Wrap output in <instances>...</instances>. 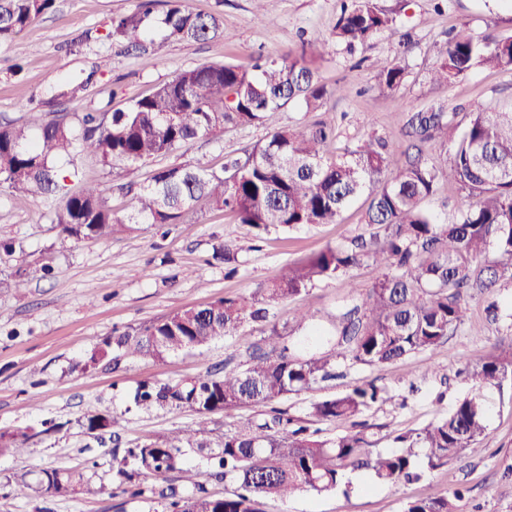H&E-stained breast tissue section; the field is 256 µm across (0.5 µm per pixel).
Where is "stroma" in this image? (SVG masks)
I'll use <instances>...</instances> for the list:
<instances>
[{
  "mask_svg": "<svg viewBox=\"0 0 512 512\" xmlns=\"http://www.w3.org/2000/svg\"><path fill=\"white\" fill-rule=\"evenodd\" d=\"M376 3L393 17L391 30L349 47L333 36L342 0H264L268 21L263 25L254 19L252 0H185L192 11L220 12L226 39L176 42L157 31L152 35L154 52L144 58L104 38L112 17L133 11L136 0H55L52 11L12 45L0 47V122L21 121L36 106L66 113L76 127L83 113L125 107L180 70L244 62L258 52L279 58L302 48L313 57L316 75L329 92L324 109L336 126V139L327 147L331 156L344 154L368 133L385 137L391 150L403 153L407 113L432 102L460 113L489 99L512 104V70L480 68L450 84L431 80L436 47L455 34L512 35V0ZM393 59L404 67L405 77L389 92L378 86L375 74ZM18 62L23 69L17 73L13 66ZM99 64L104 70L86 91L53 100L52 81L80 83ZM339 84L345 88L341 96L334 92ZM266 136L263 126L242 125L190 141L150 166L111 169L86 156L75 162L82 180L100 185L107 205L121 213L130 200L116 192V185L140 184L152 168L185 162L217 170L227 156L243 155ZM58 204L55 198L19 197L0 186V241L22 242V251L10 264L31 271L23 284L0 288V432L37 428L51 419L64 425L59 433L36 438L24 455L0 453V512H152L150 501L123 493L112 472V441L86 434L85 416L111 412L115 431L126 441L189 428L193 412L144 414L131 405L130 392L146 380L195 377L239 364L241 352L263 335L264 326L249 324L200 354L181 353L156 362L127 360L116 370L103 364L82 371L87 352L113 331L134 333L181 309L250 293L312 252L346 242L365 230V200H354L340 223L272 228L259 239L248 225L202 205L183 223L171 225L167 236L142 224L105 242L60 236L52 222ZM227 239L237 252L238 272L232 277L214 255L215 247ZM42 263L53 266L51 276L35 274ZM380 274L379 267L364 265L349 272V288L322 281L277 305L274 313L282 325L292 323L299 311L313 315L309 327L290 336L291 351L309 356L327 350L345 296L365 293ZM498 304L499 319L490 322L483 302L470 299L468 323L450 333L446 345L381 367L346 365L343 377L321 389L290 394L281 405L302 417L312 401L375 380L395 401L367 408L360 418L379 426L377 450L393 451L394 435L426 426L469 392L471 383L461 373L464 364L479 363L494 348L512 357V283L503 284ZM484 396V436L460 458L422 470L417 481L384 485L364 471L351 470L349 493L302 492L287 501L269 499L265 512H403L409 499L440 495L447 496L451 512H512V497L503 494L512 486V374ZM53 467L85 468L101 493L57 498L15 494L17 477L34 483L42 470ZM461 486L467 489L464 498H454Z\"/></svg>",
  "mask_w": 512,
  "mask_h": 512,
  "instance_id": "1",
  "label": "stroma"
}]
</instances>
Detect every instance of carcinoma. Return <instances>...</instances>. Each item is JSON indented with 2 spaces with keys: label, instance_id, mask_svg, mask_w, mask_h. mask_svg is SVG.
<instances>
[{
  "label": "carcinoma",
  "instance_id": "cac0c4a2",
  "mask_svg": "<svg viewBox=\"0 0 512 512\" xmlns=\"http://www.w3.org/2000/svg\"><path fill=\"white\" fill-rule=\"evenodd\" d=\"M54 3L0 0V46L12 44ZM157 4L137 0L134 11L112 18L107 38L129 53L150 54ZM166 5L161 19L166 38H227L219 16L195 13L184 0H166ZM392 25L375 0H350L333 36L352 46ZM438 59L431 71L436 83H450L477 68L512 70V36L475 39L459 34L439 49ZM403 77L404 68L392 61L379 69L377 82L393 92ZM326 96L312 60L302 51L283 59L259 55L243 64L183 69L108 118L84 113L77 129L63 117L33 110L22 124L0 123V186L13 194L46 198L62 193L66 179L78 178L77 170L56 166L59 158L80 153L112 168L146 164L231 125L270 129L245 158L229 157L219 170L185 163L152 171L138 187L116 186L131 200L121 216L105 204L97 185L65 194L54 222L59 235L76 241L109 240L137 224L162 230L182 223L202 201L230 213L259 237L271 227L338 224L345 208L368 194L367 231L348 243L312 253L248 295L178 311L135 334L107 336L91 350L83 369H94L107 358L116 368L128 358L162 360L177 352H200L215 340L237 335L249 322L268 323V333L247 349L240 370L145 381L136 388L133 403L142 411L188 409L197 416L196 428L186 433L148 437L126 447L120 438L112 439V471L123 492L160 505L154 512H264L269 498L341 489L349 469H364L383 484L409 482L422 468L434 469L460 457L485 434L486 412L478 393L459 400L426 427L394 436L398 450L386 453L375 450L374 426L355 421L362 410L388 400L373 380L312 402L304 418L277 407L293 392L313 390L336 378L341 360L377 367L444 345L448 333L467 318L465 296L492 297L503 281L512 282V109L481 101L458 122V113L430 106L409 113L404 132L409 145L403 157L391 152L385 138L369 135L334 158L327 156L326 146L336 138V128L326 120L296 129L275 124L287 104L299 101L316 112ZM437 140L449 145V156L441 160L423 150L424 144ZM442 180L471 199L467 208L445 221L422 208ZM214 252L224 260L227 273L237 272L230 245H219ZM370 262L385 272L365 295L349 298L333 346L309 357L290 355L271 306ZM511 365L494 349L466 375L480 388L495 386ZM244 405L269 411L212 443V416ZM325 422L350 426L324 438L315 424ZM42 426L39 431L26 426L0 433V450L22 453L35 436L60 428L52 422ZM82 426L100 439L112 428V415H89ZM185 448L196 449L210 475L235 483L236 491L224 497L209 494L198 481L197 467L186 461ZM170 472L193 485L191 493L182 495L172 487L158 491L134 481L136 476ZM37 489L48 497L103 491L84 473L57 468L41 471ZM404 512H450L448 498L410 499Z\"/></svg>",
  "mask_w": 512,
  "mask_h": 512
}]
</instances>
